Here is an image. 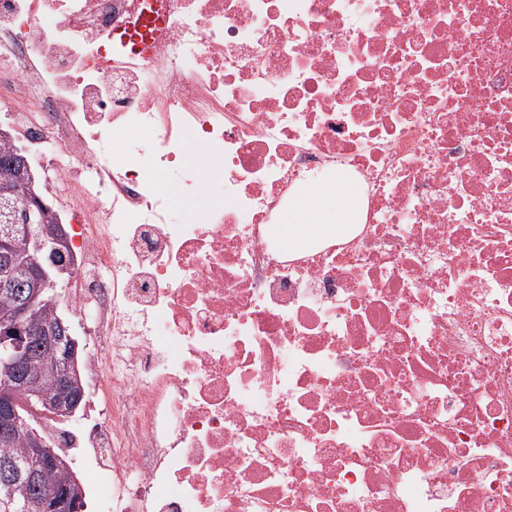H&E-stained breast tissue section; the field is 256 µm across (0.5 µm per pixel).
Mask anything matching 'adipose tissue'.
I'll use <instances>...</instances> for the list:
<instances>
[{
	"label": "adipose tissue",
	"mask_w": 512,
	"mask_h": 512,
	"mask_svg": "<svg viewBox=\"0 0 512 512\" xmlns=\"http://www.w3.org/2000/svg\"><path fill=\"white\" fill-rule=\"evenodd\" d=\"M359 190L344 174L305 187L274 231L286 248L346 235L358 222Z\"/></svg>",
	"instance_id": "adipose-tissue-1"
}]
</instances>
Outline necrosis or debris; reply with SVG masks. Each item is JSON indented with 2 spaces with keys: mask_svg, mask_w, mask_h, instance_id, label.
I'll return each instance as SVG.
<instances>
[{
  "mask_svg": "<svg viewBox=\"0 0 512 512\" xmlns=\"http://www.w3.org/2000/svg\"><path fill=\"white\" fill-rule=\"evenodd\" d=\"M156 2L128 62L146 0H0V112L80 228L93 339L101 420L49 441L100 512H512V0ZM340 169L356 232L284 249ZM158 172L212 205L176 218ZM112 47L123 55H138L141 45V36L135 32L122 30L114 31L110 35Z\"/></svg>",
  "mask_w": 512,
  "mask_h": 512,
  "instance_id": "necrosis-or-debris-1",
  "label": "necrosis or debris"
}]
</instances>
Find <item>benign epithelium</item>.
I'll return each mask as SVG.
<instances>
[{
    "label": "benign epithelium",
    "mask_w": 512,
    "mask_h": 512,
    "mask_svg": "<svg viewBox=\"0 0 512 512\" xmlns=\"http://www.w3.org/2000/svg\"><path fill=\"white\" fill-rule=\"evenodd\" d=\"M15 197L16 206L0 209V221L25 225L29 274L37 288L17 300L10 320L0 326V440L29 437L28 452L39 457L46 469H67L69 465L58 450L35 435L28 436L26 417L69 419L79 411L85 390L74 385L68 373L59 372L52 378L53 396L37 393L21 397L17 376L36 351L67 365L78 364L80 343L65 315L49 325L30 319L39 305L55 311L61 307L65 282L74 277L76 263L70 260L71 246L64 224H57L51 235L45 233L43 218L52 206L36 188L35 178H19ZM44 498L47 512H79V502L71 499L67 490L49 487L44 490Z\"/></svg>",
    "instance_id": "obj_1"
}]
</instances>
